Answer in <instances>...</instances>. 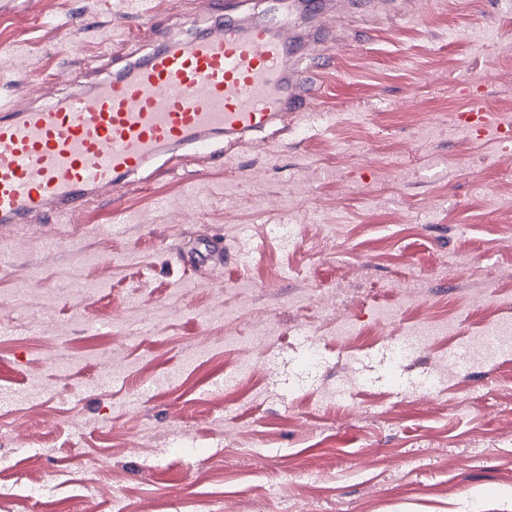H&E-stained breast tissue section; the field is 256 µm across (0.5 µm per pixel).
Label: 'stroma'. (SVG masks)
<instances>
[{"mask_svg": "<svg viewBox=\"0 0 512 512\" xmlns=\"http://www.w3.org/2000/svg\"><path fill=\"white\" fill-rule=\"evenodd\" d=\"M326 2L223 0L330 57L290 64L319 88L313 135L217 136L66 229L0 228V512H512V356L452 370L447 332L400 362L389 345L421 320L475 330L497 303L466 297L512 291V136L459 120L475 99L512 114V0ZM148 7L0 0V104L86 91L155 48L133 30L214 21Z\"/></svg>", "mask_w": 512, "mask_h": 512, "instance_id": "1", "label": "stroma"}]
</instances>
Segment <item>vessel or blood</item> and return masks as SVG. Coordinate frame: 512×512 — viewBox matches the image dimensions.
<instances>
[{
	"mask_svg": "<svg viewBox=\"0 0 512 512\" xmlns=\"http://www.w3.org/2000/svg\"><path fill=\"white\" fill-rule=\"evenodd\" d=\"M287 26L222 24L169 32L158 48L86 92L0 115V223L46 214L68 223L90 193L176 148L210 152L213 137L263 131L289 112H313L318 90L289 72ZM481 130L512 132L471 103Z\"/></svg>",
	"mask_w": 512,
	"mask_h": 512,
	"instance_id": "1",
	"label": "vessel or blood"
}]
</instances>
